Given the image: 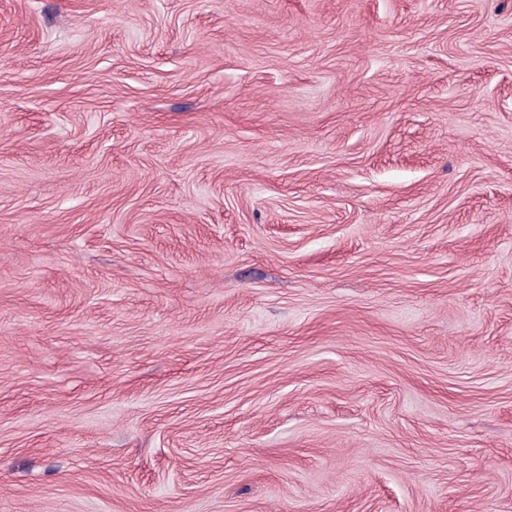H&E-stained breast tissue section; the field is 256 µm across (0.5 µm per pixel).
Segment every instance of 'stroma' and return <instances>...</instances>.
Returning a JSON list of instances; mask_svg holds the SVG:
<instances>
[{
    "instance_id": "1",
    "label": "stroma",
    "mask_w": 512,
    "mask_h": 512,
    "mask_svg": "<svg viewBox=\"0 0 512 512\" xmlns=\"http://www.w3.org/2000/svg\"><path fill=\"white\" fill-rule=\"evenodd\" d=\"M0 512H512V0H0Z\"/></svg>"
}]
</instances>
